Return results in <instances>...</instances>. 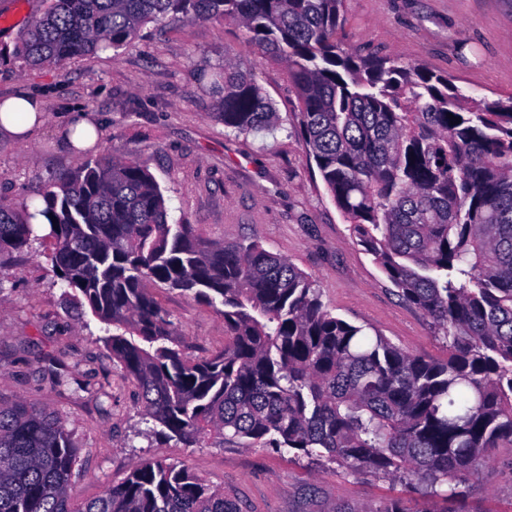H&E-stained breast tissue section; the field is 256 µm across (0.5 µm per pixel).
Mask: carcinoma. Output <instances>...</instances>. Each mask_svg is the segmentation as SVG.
Returning a JSON list of instances; mask_svg holds the SVG:
<instances>
[{
    "label": "carcinoma",
    "mask_w": 512,
    "mask_h": 512,
    "mask_svg": "<svg viewBox=\"0 0 512 512\" xmlns=\"http://www.w3.org/2000/svg\"><path fill=\"white\" fill-rule=\"evenodd\" d=\"M345 0H45L15 54L57 64L128 47L169 17L243 26L283 64L298 126L351 236L447 342L424 360L323 303L311 276L257 242H210L170 224L156 179L91 159L35 207L0 198V253L50 224L49 260L112 327L103 342L138 387L149 434L288 448L359 477L438 494L512 444V97L476 99L445 75L362 54L336 35ZM224 128L273 130L254 75L224 64ZM453 118H447V114ZM223 306L224 348L187 355L148 285ZM68 422L0 399V512H240L187 464L147 460L76 502Z\"/></svg>",
    "instance_id": "1"
}]
</instances>
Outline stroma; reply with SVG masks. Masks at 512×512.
Wrapping results in <instances>:
<instances>
[{
  "label": "stroma",
  "mask_w": 512,
  "mask_h": 512,
  "mask_svg": "<svg viewBox=\"0 0 512 512\" xmlns=\"http://www.w3.org/2000/svg\"><path fill=\"white\" fill-rule=\"evenodd\" d=\"M43 0H0V99L37 98L48 115L25 142L0 139V198L37 202L51 177L92 157L132 159L158 182L168 221L194 225L207 240L255 241L316 281L336 316L378 330L422 359L446 355L428 319L399 298L370 255L353 242L325 189L296 120L285 67L257 63L245 30L220 20L147 24L131 46L57 66L14 54ZM343 42L450 76L466 94L512 96V0H345ZM253 73L281 125L236 135L217 116L225 63ZM89 113L99 143L70 148L63 125ZM52 241L0 255V395L48 406L66 419L79 450L77 500L122 481L143 460L186 461L242 512H379L399 498L407 512H512V446L459 485L455 500L384 477L357 478L336 465L272 448H186L148 435L138 388L104 345V325L79 307L54 271ZM186 351L206 356L226 340L219 307L154 289Z\"/></svg>",
  "instance_id": "1"
}]
</instances>
